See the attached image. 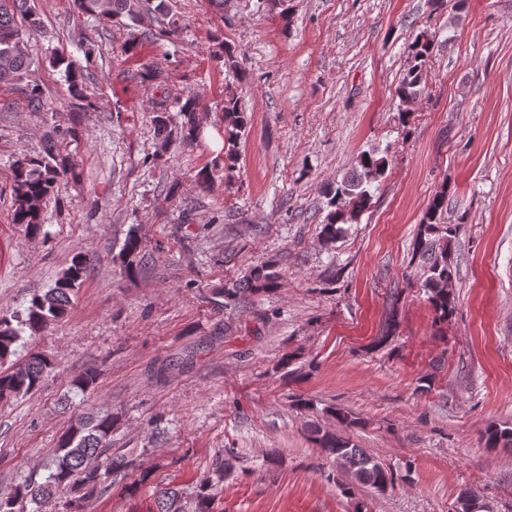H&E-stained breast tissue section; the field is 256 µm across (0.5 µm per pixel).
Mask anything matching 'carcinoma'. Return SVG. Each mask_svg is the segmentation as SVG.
Here are the masks:
<instances>
[{
	"label": "carcinoma",
	"mask_w": 512,
	"mask_h": 512,
	"mask_svg": "<svg viewBox=\"0 0 512 512\" xmlns=\"http://www.w3.org/2000/svg\"><path fill=\"white\" fill-rule=\"evenodd\" d=\"M31 0H0V85L23 82L29 77L32 61L25 46L26 36L40 31L43 21L31 7ZM81 13H93L119 23L126 18L135 23L150 11L161 14L158 32H146V39L158 35L174 39L183 32L180 20L171 15L159 0H73ZM435 39L426 32L415 37L409 46L402 79L396 89L401 103L416 99L423 92L424 67L433 53ZM215 60L230 70L240 69L235 48L220 41L213 51ZM66 71L72 79V92L77 106L87 110L92 107L90 98L81 85L84 75L66 63ZM26 99L32 112H43L47 104L37 83L26 84ZM170 93L151 98V122L161 142L175 135L184 142L197 139L201 118L197 113L195 98L191 95L181 104L183 120L173 125L170 116ZM224 169L234 168L238 159V143L248 127V117L239 106L231 91L224 94ZM386 159L364 154L359 160V170L342 182L322 190L330 211L325 216L322 238L330 243L341 230V225L356 222L371 198V187L382 178ZM75 175V164L63 155L54 139L46 141L42 154L18 158L12 170V200L14 223L25 227L28 234L37 236L43 229L42 206L53 192L60 178ZM448 208V189L441 187L421 219L413 254L424 260L426 275L422 283L427 299L435 312L436 320L446 322L455 308L453 283L455 266L448 256V243L456 236L454 224L442 223V214ZM118 257L127 274H134L144 258L137 229H131L125 237ZM86 273V261L82 254L72 257L54 286L41 295L34 296L27 307L9 315L0 316V401L24 397L38 390L52 369L51 361L40 352L30 351L27 357L15 362L21 333L29 337L41 335L50 325L62 319L72 305L74 290L80 288ZM280 272L278 263L267 261L251 269L240 280L224 284L218 296L236 301L246 294L271 292L278 287ZM97 373L87 369L74 377L71 386L86 395L96 385ZM113 417L109 411L98 412L70 424L58 437L53 468L42 482L31 481L9 490L0 489V512H16L21 500H29L41 507L50 505L65 496L64 512H85L87 503L102 494L107 482L117 484L133 468L134 459L111 448ZM312 441L327 457L333 459L350 481L343 485L348 496L355 489L369 486L379 491L395 484L394 473L386 469L374 457L358 447L339 431L314 426ZM482 441L487 448H511L512 426L493 425L485 429ZM233 467L232 459L224 458L216 463L215 476L200 482L194 501V512H210V502L215 496L216 482L224 479V473ZM456 512H482L483 505L477 494L469 489L460 492ZM156 512H184L182 492L167 487L158 493Z\"/></svg>",
	"instance_id": "1"
}]
</instances>
